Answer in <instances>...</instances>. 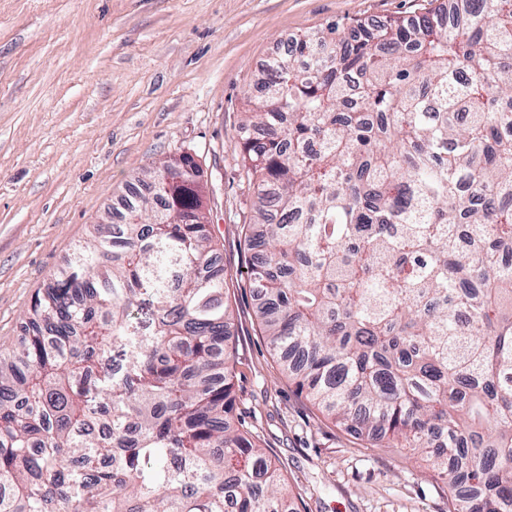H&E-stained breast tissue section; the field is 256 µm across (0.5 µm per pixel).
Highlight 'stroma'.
Instances as JSON below:
<instances>
[{
	"mask_svg": "<svg viewBox=\"0 0 512 512\" xmlns=\"http://www.w3.org/2000/svg\"><path fill=\"white\" fill-rule=\"evenodd\" d=\"M440 0H0V347L39 288L154 163L192 154L228 274L234 418L290 489V512H448L406 448H372L298 394L259 331L243 226L244 93L286 41L411 19Z\"/></svg>",
	"mask_w": 512,
	"mask_h": 512,
	"instance_id": "stroma-1",
	"label": "stroma"
}]
</instances>
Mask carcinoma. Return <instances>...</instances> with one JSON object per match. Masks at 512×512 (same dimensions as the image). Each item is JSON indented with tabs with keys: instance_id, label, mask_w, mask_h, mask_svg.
<instances>
[{
	"instance_id": "carcinoma-1",
	"label": "carcinoma",
	"mask_w": 512,
	"mask_h": 512,
	"mask_svg": "<svg viewBox=\"0 0 512 512\" xmlns=\"http://www.w3.org/2000/svg\"><path fill=\"white\" fill-rule=\"evenodd\" d=\"M247 98L248 274L283 371L349 432L422 455L448 512H512V268L493 253L512 247V0L330 24ZM143 184L0 349V512H288L228 419L203 170L181 154Z\"/></svg>"
}]
</instances>
